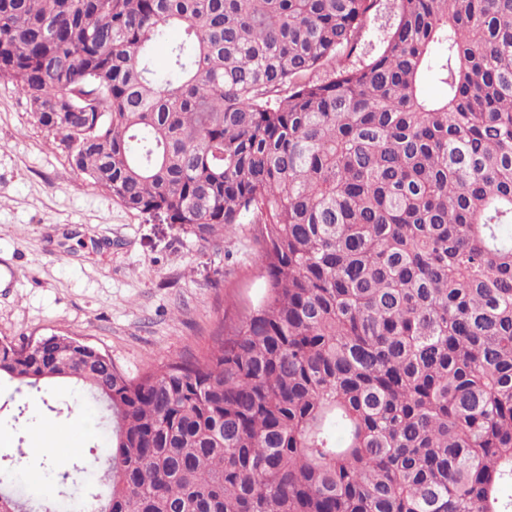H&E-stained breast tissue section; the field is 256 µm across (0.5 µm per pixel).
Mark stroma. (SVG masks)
Listing matches in <instances>:
<instances>
[{
  "mask_svg": "<svg viewBox=\"0 0 512 512\" xmlns=\"http://www.w3.org/2000/svg\"><path fill=\"white\" fill-rule=\"evenodd\" d=\"M265 293L254 227L205 243L125 207L73 167L24 93L0 79V341L84 339L128 378L199 357L220 324ZM79 388L0 380V462L38 478L46 455L21 458L56 421L73 423Z\"/></svg>",
  "mask_w": 512,
  "mask_h": 512,
  "instance_id": "stroma-1",
  "label": "stroma"
}]
</instances>
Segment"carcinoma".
<instances>
[{"mask_svg":"<svg viewBox=\"0 0 512 512\" xmlns=\"http://www.w3.org/2000/svg\"><path fill=\"white\" fill-rule=\"evenodd\" d=\"M393 2L351 66L381 0H0V77L77 171L202 242L257 225L266 277L138 379L0 342L107 411L104 489L52 465L39 512H512V0ZM385 20V18H379L367 23L362 53L353 56L349 64L359 66L362 62H367L370 56L383 47V42L386 40L389 32L388 27H385Z\"/></svg>","mask_w":512,"mask_h":512,"instance_id":"cac0c4a2","label":"carcinoma"}]
</instances>
